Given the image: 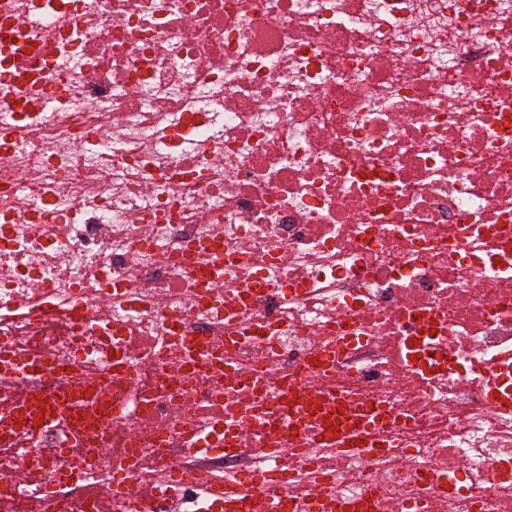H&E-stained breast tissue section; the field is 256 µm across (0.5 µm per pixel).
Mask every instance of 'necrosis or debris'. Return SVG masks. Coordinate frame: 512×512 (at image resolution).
Instances as JSON below:
<instances>
[{"label":"necrosis or debris","instance_id":"1","mask_svg":"<svg viewBox=\"0 0 512 512\" xmlns=\"http://www.w3.org/2000/svg\"><path fill=\"white\" fill-rule=\"evenodd\" d=\"M40 289L88 322L0 338L127 363L103 491L164 464L300 512H512V0H0V308ZM292 393L388 423L293 462ZM73 419L0 436L20 512L67 490Z\"/></svg>","mask_w":512,"mask_h":512}]
</instances>
